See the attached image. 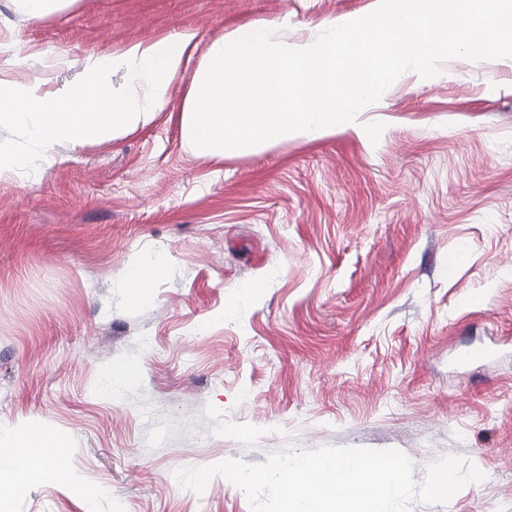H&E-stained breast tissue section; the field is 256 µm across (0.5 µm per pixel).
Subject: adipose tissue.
Here are the masks:
<instances>
[{
  "mask_svg": "<svg viewBox=\"0 0 512 512\" xmlns=\"http://www.w3.org/2000/svg\"><path fill=\"white\" fill-rule=\"evenodd\" d=\"M483 48L512 36V8L475 9L473 0H423L418 11L377 9L366 20L331 23L319 44L299 49L263 24L237 29L202 46L185 30L89 57L78 91L45 103L37 85L0 94V128H18L39 148L65 141L82 147L118 140L147 126L168 101L173 82L200 60L181 108V136L198 155L221 159L256 153L295 136L321 138L348 113L375 98L408 66L426 68L451 35ZM372 60L357 63L358 45ZM124 74L112 89L110 72ZM63 449L41 428L0 430V512L26 485L66 481L52 467Z\"/></svg>",
  "mask_w": 512,
  "mask_h": 512,
  "instance_id": "ef3b65f1",
  "label": "adipose tissue"
}]
</instances>
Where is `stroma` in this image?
I'll use <instances>...</instances> for the list:
<instances>
[{
  "label": "stroma",
  "instance_id": "1",
  "mask_svg": "<svg viewBox=\"0 0 512 512\" xmlns=\"http://www.w3.org/2000/svg\"><path fill=\"white\" fill-rule=\"evenodd\" d=\"M380 4L421 7L73 0L32 18L0 0V85L40 81L49 102L132 41L263 22L303 45ZM187 87L149 126L49 158L0 129V162L34 156L0 179V429H47L72 476L9 512H251L223 477L197 494L175 470L323 446L401 450L419 483L459 456L483 480L410 512H512V48L439 47L335 133L221 160L181 138ZM139 263L164 274L135 306ZM111 366L133 373L116 396Z\"/></svg>",
  "mask_w": 512,
  "mask_h": 512
}]
</instances>
